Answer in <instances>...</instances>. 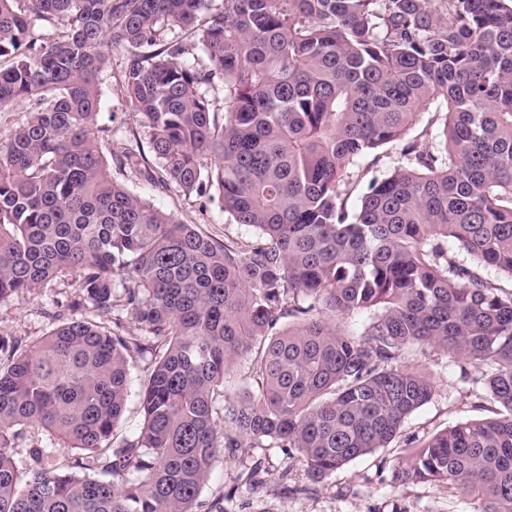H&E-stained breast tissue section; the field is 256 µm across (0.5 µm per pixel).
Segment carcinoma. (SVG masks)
I'll return each mask as SVG.
<instances>
[{
	"label": "carcinoma",
	"instance_id": "carcinoma-1",
	"mask_svg": "<svg viewBox=\"0 0 512 512\" xmlns=\"http://www.w3.org/2000/svg\"><path fill=\"white\" fill-rule=\"evenodd\" d=\"M213 2L0 0V109L26 106L0 137V302L74 273L73 310L98 317L20 354L0 338V512H226L201 499L218 456L254 488L269 475L244 448L321 483L431 399L404 361L417 348L467 361L497 409L427 438L395 480L512 512V0ZM118 46L148 156L95 136ZM433 103L439 144L421 150L406 136ZM396 145L406 165L369 176ZM111 163L208 193L255 235L176 222ZM119 308L141 338L107 326ZM35 430L71 454L36 442L18 466ZM151 365V356L147 354L144 358L138 359L137 366L132 373V393L126 405L123 416L124 436L136 432L140 427L141 416L138 410V398L135 395L139 388L140 379L148 373Z\"/></svg>",
	"mask_w": 512,
	"mask_h": 512
}]
</instances>
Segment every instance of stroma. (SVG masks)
Returning a JSON list of instances; mask_svg holds the SVG:
<instances>
[{
  "label": "stroma",
  "instance_id": "obj_1",
  "mask_svg": "<svg viewBox=\"0 0 512 512\" xmlns=\"http://www.w3.org/2000/svg\"><path fill=\"white\" fill-rule=\"evenodd\" d=\"M125 56L124 49L112 50L99 78V124L110 130L102 138L109 152L120 150L129 138H148L123 92ZM111 175L155 208L215 239L237 240L252 233L251 228L231 223L207 197L176 189L155 190L129 169H115ZM77 293L75 277L68 274L23 299L0 303V337L30 345L55 328L53 314L69 313ZM410 361L433 380L435 392L406 420L391 447L350 462L320 484L311 483L305 466L287 459L277 448L271 449L269 456L273 473L259 488L238 479L235 461L220 460L214 466L207 494L229 492L225 503L228 512H468V504L446 483H399L394 468L405 445H417L456 423L492 416L495 406H480L484 389L465 361L440 352L416 353Z\"/></svg>",
  "mask_w": 512,
  "mask_h": 512
}]
</instances>
